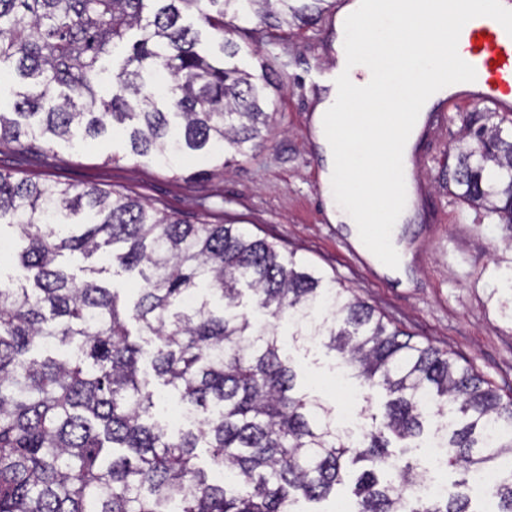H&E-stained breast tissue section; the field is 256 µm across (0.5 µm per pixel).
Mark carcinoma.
Here are the masks:
<instances>
[{
	"instance_id": "1",
	"label": "carcinoma",
	"mask_w": 512,
	"mask_h": 512,
	"mask_svg": "<svg viewBox=\"0 0 512 512\" xmlns=\"http://www.w3.org/2000/svg\"><path fill=\"white\" fill-rule=\"evenodd\" d=\"M325 0H0V150L127 133L134 155L206 153L216 171L228 152L263 146L267 78L228 64L224 33L249 15L263 24L315 20ZM194 12L221 36V55L182 23ZM448 194L498 216L512 240V138L497 124L463 126L452 148ZM26 241L19 262L31 287L0 274V512H291L321 501L362 464L355 512H477L461 487L424 502L405 495L415 475L389 451L424 423L461 418L444 443L451 467L499 471L497 512H512V396L470 366L412 335L347 288L233 222L192 224L121 191L14 179L0 169V224ZM103 252L141 277L137 299L59 262ZM264 318L240 310V285ZM217 295L216 314L208 296ZM305 317L314 335L370 389L382 417L357 443L331 410L294 392L296 373L277 345L282 320ZM155 337L146 349L128 322ZM149 357L162 385L198 424L177 435L153 421L155 391L139 379ZM232 477L217 484L197 463Z\"/></svg>"
}]
</instances>
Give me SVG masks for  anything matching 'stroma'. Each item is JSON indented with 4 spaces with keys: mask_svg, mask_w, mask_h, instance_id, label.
<instances>
[{
    "mask_svg": "<svg viewBox=\"0 0 512 512\" xmlns=\"http://www.w3.org/2000/svg\"><path fill=\"white\" fill-rule=\"evenodd\" d=\"M244 26L232 36L239 46L235 64L267 72L279 87L271 95L269 139L254 155L236 157L218 174L209 173L198 154L168 167L130 156L125 139L111 132L76 146L52 141L46 156L37 150L2 152L0 169L33 181L118 189L192 223L233 218L245 232L275 243L281 252H295L326 279L349 288L415 341L450 351L501 396L512 395V264L502 259L507 231L441 185L444 158L462 124L496 123L501 113L464 103L447 113L418 170L426 187L422 206L434 221L405 227L413 285L401 287L350 247L344 225L331 222L323 195L325 161L311 115L324 98L327 69L336 59L335 13L324 10L315 24L298 29L277 31L255 19ZM112 154L119 162H109ZM278 341L296 373V391L341 413L344 402L331 386L334 353L303 342L285 326ZM426 445L423 437L396 441L391 451L418 476L447 484L459 479V471L427 457Z\"/></svg>",
    "mask_w": 512,
    "mask_h": 512,
    "instance_id": "obj_1",
    "label": "stroma"
}]
</instances>
